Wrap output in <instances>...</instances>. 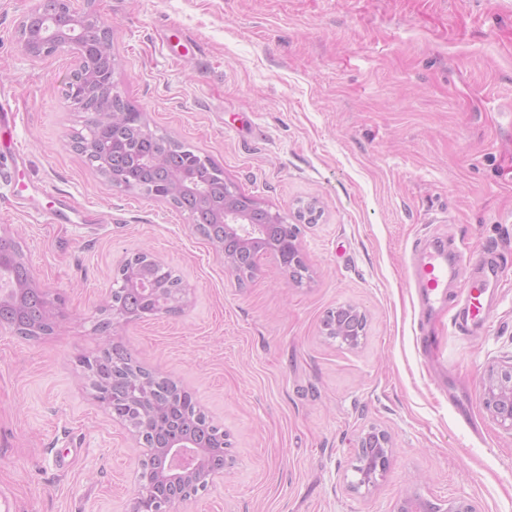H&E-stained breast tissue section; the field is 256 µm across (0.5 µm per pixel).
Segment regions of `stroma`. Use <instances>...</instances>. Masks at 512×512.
I'll list each match as a JSON object with an SVG mask.
<instances>
[{
	"instance_id": "1",
	"label": "stroma",
	"mask_w": 512,
	"mask_h": 512,
	"mask_svg": "<svg viewBox=\"0 0 512 512\" xmlns=\"http://www.w3.org/2000/svg\"><path fill=\"white\" fill-rule=\"evenodd\" d=\"M37 0H0V235L65 301L37 341L0 328V491L14 512H130L143 448L93 399L81 358L105 337L192 395L226 435L223 480L177 512H396L416 494L512 512V432L480 398L512 359V0H70L112 26L114 82L150 129L209 157L261 207L301 224L308 272L267 253L240 281L187 213L110 188L74 151L87 115L68 50L34 60L18 25ZM179 28L197 41L169 39ZM81 224L51 222L58 194ZM460 258L445 298L413 286V249ZM151 250L192 289L184 312L97 332L118 266ZM490 260L488 324L455 322ZM365 312L357 346L327 312ZM393 442L354 487L361 432Z\"/></svg>"
}]
</instances>
